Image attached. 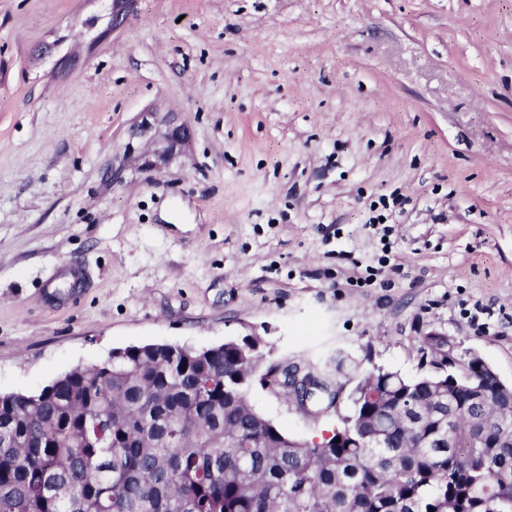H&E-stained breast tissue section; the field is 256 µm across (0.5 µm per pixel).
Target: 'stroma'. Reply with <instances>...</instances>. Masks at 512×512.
Wrapping results in <instances>:
<instances>
[{
    "mask_svg": "<svg viewBox=\"0 0 512 512\" xmlns=\"http://www.w3.org/2000/svg\"><path fill=\"white\" fill-rule=\"evenodd\" d=\"M110 11L0 0L1 393L254 334L412 376L431 330L512 382V0ZM65 261L92 280L57 305ZM250 398L297 440L337 423Z\"/></svg>",
    "mask_w": 512,
    "mask_h": 512,
    "instance_id": "1",
    "label": "stroma"
}]
</instances>
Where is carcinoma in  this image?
I'll return each instance as SVG.
<instances>
[{
	"label": "carcinoma",
	"instance_id": "carcinoma-1",
	"mask_svg": "<svg viewBox=\"0 0 512 512\" xmlns=\"http://www.w3.org/2000/svg\"><path fill=\"white\" fill-rule=\"evenodd\" d=\"M421 374L366 372L333 436L300 441L248 390L245 336L145 344L0 394V512H512V395L467 348L421 337ZM294 393L317 418L343 384L310 363Z\"/></svg>",
	"mask_w": 512,
	"mask_h": 512
}]
</instances>
